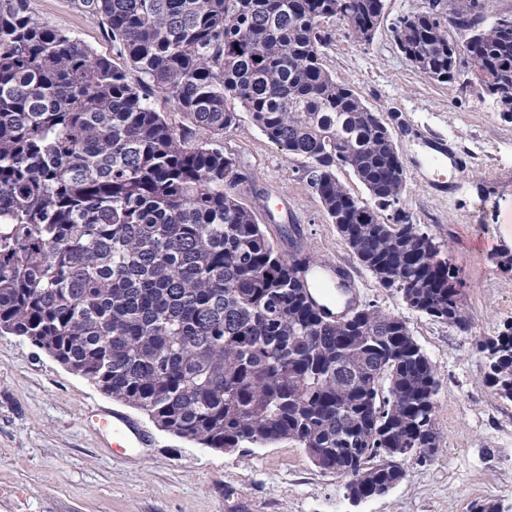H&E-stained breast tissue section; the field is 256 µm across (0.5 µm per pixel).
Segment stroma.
<instances>
[{
  "label": "stroma",
  "mask_w": 512,
  "mask_h": 512,
  "mask_svg": "<svg viewBox=\"0 0 512 512\" xmlns=\"http://www.w3.org/2000/svg\"><path fill=\"white\" fill-rule=\"evenodd\" d=\"M44 23L101 55L112 41L78 0H29ZM425 0H385L371 43L332 23L323 63L352 86L389 126L406 165L399 206L440 244L456 271L469 334L409 310L399 293L379 286L353 259L318 197L300 177L305 161L281 151L242 118L224 134V149L248 174L239 185L270 240L285 254L301 250L345 266L360 303L404 318L439 381L435 423L441 446L407 462L408 476L388 494L351 504L345 480L316 467L304 449L282 442L246 451H214L158 430L138 410L112 400L27 339L0 336V512H470L493 499L512 512V402L483 382L475 341L512 322V272L494 256L512 251V113L459 72L437 83L395 45L392 25L424 9ZM438 135L469 157L456 189L441 195L421 168L416 132ZM117 411L144 429L150 444L114 452L112 432L86 423L87 411Z\"/></svg>",
  "instance_id": "stroma-1"
}]
</instances>
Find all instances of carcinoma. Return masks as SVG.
<instances>
[{
    "label": "carcinoma",
    "mask_w": 512,
    "mask_h": 512,
    "mask_svg": "<svg viewBox=\"0 0 512 512\" xmlns=\"http://www.w3.org/2000/svg\"><path fill=\"white\" fill-rule=\"evenodd\" d=\"M118 65L0 0V335L22 336L162 431L204 448L284 441L360 496L440 448L437 374L407 322L373 305L336 322L234 189L240 114L305 178L359 264L413 311L470 330L440 244L397 209L404 161L381 115L323 64L339 21L373 40L384 0H80ZM485 0L401 17L395 44L453 80L450 30L512 96V19ZM161 94L181 115L152 104ZM350 169L370 201L339 179ZM233 178L224 181V173ZM512 401V323L475 340Z\"/></svg>",
    "instance_id": "cac0c4a2"
}]
</instances>
